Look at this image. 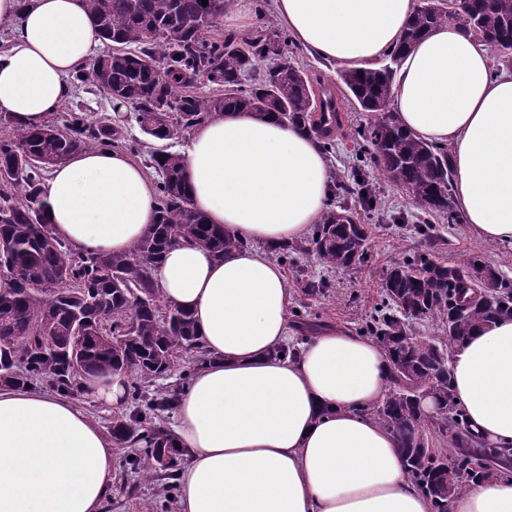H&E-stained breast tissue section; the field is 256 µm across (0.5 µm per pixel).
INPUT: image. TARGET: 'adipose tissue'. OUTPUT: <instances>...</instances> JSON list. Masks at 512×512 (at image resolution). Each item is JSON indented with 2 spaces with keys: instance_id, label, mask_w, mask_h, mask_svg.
<instances>
[{
  "instance_id": "ef3b65f1",
  "label": "adipose tissue",
  "mask_w": 512,
  "mask_h": 512,
  "mask_svg": "<svg viewBox=\"0 0 512 512\" xmlns=\"http://www.w3.org/2000/svg\"><path fill=\"white\" fill-rule=\"evenodd\" d=\"M418 0H272L311 56L371 68L401 41ZM12 22L0 50V112L20 127L58 112L72 72L100 45L82 0H0ZM390 108L420 139L447 146L453 196L473 238L512 250V67L445 25L403 56ZM191 202L239 240L216 258L170 247L158 267L166 302L189 311L209 361L176 401V512H433L407 478L394 436L366 415L389 391L390 362L373 339L322 328L295 356L291 294L267 249L306 238L333 179L317 138L246 112L197 125L182 149ZM55 235L122 253L156 220L152 176L120 150H85L43 183ZM451 389L471 430L512 446V318L476 330L449 358ZM114 443L69 397L0 387V512H103ZM451 512H512V481L494 475Z\"/></svg>"
}]
</instances>
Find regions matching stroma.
I'll return each mask as SVG.
<instances>
[{"label": "stroma", "mask_w": 512, "mask_h": 512, "mask_svg": "<svg viewBox=\"0 0 512 512\" xmlns=\"http://www.w3.org/2000/svg\"><path fill=\"white\" fill-rule=\"evenodd\" d=\"M342 128L337 134L336 151L327 162L334 179L352 181V167L356 150L352 138L354 128L364 117L350 102L342 104ZM365 183L380 196L382 210L364 213L358 195L349 202L361 223L370 227L367 241L368 259L356 268L324 271L312 257L301 256L300 261L310 272L327 274L331 288L328 298L311 299L304 296L295 281L293 271L285 276L292 292V306L306 309L308 320L314 325L344 328L358 332L362 319L368 316L379 301L380 283L384 270L400 255L418 249L419 237L414 231L415 213L405 191L384 182L376 170L363 174ZM439 236L433 248L454 262L481 256L512 279V251L472 238L465 224H438ZM125 448H117L114 461L112 492L105 504V512H162L167 499L166 481L162 478L142 479L140 474L127 469Z\"/></svg>", "instance_id": "stroma-1"}]
</instances>
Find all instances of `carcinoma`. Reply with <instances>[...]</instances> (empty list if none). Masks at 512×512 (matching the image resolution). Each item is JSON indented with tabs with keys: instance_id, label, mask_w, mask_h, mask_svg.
<instances>
[{
	"instance_id": "1",
	"label": "carcinoma",
	"mask_w": 512,
	"mask_h": 512,
	"mask_svg": "<svg viewBox=\"0 0 512 512\" xmlns=\"http://www.w3.org/2000/svg\"><path fill=\"white\" fill-rule=\"evenodd\" d=\"M228 4L85 0L106 50L70 76V88L96 89L129 104L143 134L157 140L183 142L214 114L248 112L309 130L325 153L334 152L336 96L327 88L313 91L309 76L291 61L286 36L265 22L247 34L213 35ZM444 24L474 34L512 61V0H421L399 47L379 67L339 74L347 99L368 117L355 130L354 172L374 168L405 190L416 210L414 231L429 242L432 218L460 220L451 198L450 153L405 130L388 102L400 54ZM258 61L267 62L261 71ZM0 128L6 129L0 138V268L15 284L0 295V379L20 386L45 375L53 391L74 395L95 372L116 371L133 411L112 423L113 439L131 449L126 464L132 469L171 479L182 454L153 419L173 410L175 398L151 397L145 384L168 376L185 353H193L195 369L206 355L191 313L162 299L156 270L176 244H198L222 259L240 243L193 208L184 158L166 148L149 156L157 174L155 224L122 254L77 251L48 222L45 174L83 150L118 147L121 127L109 120L94 125L75 104L66 108L60 127L20 128L0 113ZM337 191L343 197L350 187L340 181ZM336 197L303 242L275 248L280 261L312 255L334 270L367 261L368 227ZM296 277L306 296L328 295L325 278L300 266ZM487 281L493 289L486 295ZM502 317H512V279L478 256L455 264L427 248L385 269L379 307L360 326L390 361L389 392L365 412L395 436L407 477L430 498L434 512H449L467 485L490 473L508 476L512 446H488L473 434L453 400L448 369L453 349ZM429 322L440 333L421 336L412 329ZM49 346L57 355H42ZM427 394L430 412L424 408ZM161 456L168 465H158Z\"/></svg>"
}]
</instances>
